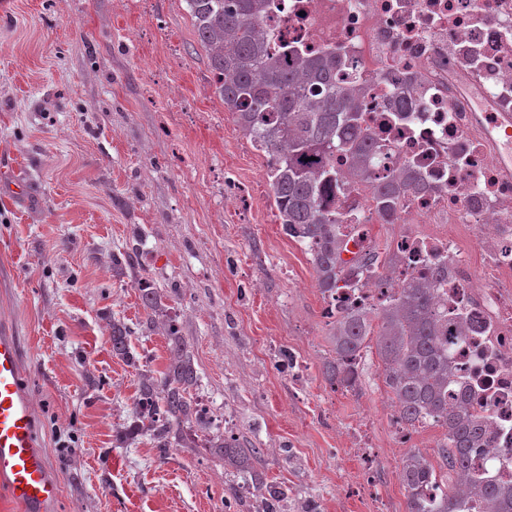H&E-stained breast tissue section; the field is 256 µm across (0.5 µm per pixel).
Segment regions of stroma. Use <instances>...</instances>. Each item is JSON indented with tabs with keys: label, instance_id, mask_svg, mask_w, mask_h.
<instances>
[{
	"label": "stroma",
	"instance_id": "obj_1",
	"mask_svg": "<svg viewBox=\"0 0 512 512\" xmlns=\"http://www.w3.org/2000/svg\"><path fill=\"white\" fill-rule=\"evenodd\" d=\"M213 82L182 0H0V326L31 378L55 512H239L222 460L116 441L138 374L113 356L109 324L146 312L112 254L136 229L142 274L169 290L194 347L201 396L260 449L257 470L315 512H372L369 470L390 512H406L376 350L355 394L331 388L313 266ZM365 419L369 464L345 444Z\"/></svg>",
	"mask_w": 512,
	"mask_h": 512
}]
</instances>
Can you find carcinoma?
Here are the masks:
<instances>
[{"label":"carcinoma","instance_id":"obj_1","mask_svg":"<svg viewBox=\"0 0 512 512\" xmlns=\"http://www.w3.org/2000/svg\"><path fill=\"white\" fill-rule=\"evenodd\" d=\"M183 2L214 76V94L237 130L268 158L267 184L284 232L310 255L323 299L336 300V292L352 287V281L342 258L345 220L325 192L361 178L366 157L378 148L360 128L352 89L337 80L336 54L279 42L265 19L280 10L282 0ZM338 155L348 159L347 169L333 164ZM370 188L377 209L390 216L402 198L424 190L425 183L408 164ZM140 238L134 234L135 244L112 254V267L136 279L147 311L141 330L165 336L168 357L162 371L148 365L141 370L133 422L120 441L142 435L165 452L186 447L190 433L199 432L203 447L224 459V474L236 482L229 490L242 512H282L288 493L255 469L259 449L224 436L220 425L200 413L195 391L201 376L192 346L165 314V294L138 278ZM394 263L391 247L375 240L358 259L362 269L380 277ZM446 280L448 261L439 259L400 284L382 305L340 309L331 321L335 356L324 374L333 387L355 382L351 366L373 339L400 419L411 427L431 420L443 429L438 454L448 467L446 475L416 449L402 458L406 512H512V485L470 468L473 452L486 446V425L471 401L450 390L448 308L438 302ZM132 334L126 324L112 321V354L136 364Z\"/></svg>","mask_w":512,"mask_h":512}]
</instances>
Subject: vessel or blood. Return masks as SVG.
<instances>
[{
    "mask_svg": "<svg viewBox=\"0 0 512 512\" xmlns=\"http://www.w3.org/2000/svg\"><path fill=\"white\" fill-rule=\"evenodd\" d=\"M0 485L24 512H54L60 487L41 446L15 336L0 331Z\"/></svg>",
    "mask_w": 512,
    "mask_h": 512,
    "instance_id": "b4317fda",
    "label": "vessel or blood"
}]
</instances>
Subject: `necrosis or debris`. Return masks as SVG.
I'll return each mask as SVG.
<instances>
[{
    "label": "necrosis or debris",
    "instance_id": "necrosis-or-debris-1",
    "mask_svg": "<svg viewBox=\"0 0 512 512\" xmlns=\"http://www.w3.org/2000/svg\"><path fill=\"white\" fill-rule=\"evenodd\" d=\"M267 27L279 40L332 51L365 103L362 126L383 145L371 175L413 163L427 192L389 225L398 256L387 281L352 299L379 306L429 259L448 261L439 294L466 333L448 353L454 379L490 423L475 470L512 484V176L496 161L479 105L512 112V0H288ZM356 249L384 222L368 182L332 198Z\"/></svg>",
    "mask_w": 512,
    "mask_h": 512
}]
</instances>
